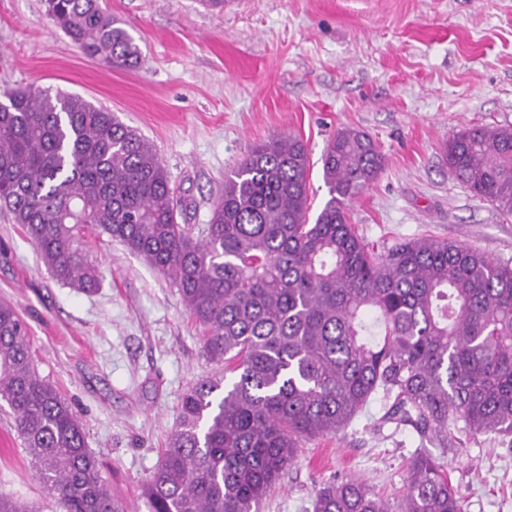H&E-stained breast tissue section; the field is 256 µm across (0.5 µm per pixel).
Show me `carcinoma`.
I'll list each match as a JSON object with an SVG mask.
<instances>
[{"mask_svg":"<svg viewBox=\"0 0 512 512\" xmlns=\"http://www.w3.org/2000/svg\"><path fill=\"white\" fill-rule=\"evenodd\" d=\"M89 57L141 53L100 0H46ZM448 174L512 215V128L465 126L443 146ZM329 199L309 223L310 158L273 136L224 177L201 235L179 222L154 144L80 95L0 91V206L61 284L91 293L87 237L122 243L177 288L222 366L184 393L144 483L149 512H259L302 442L338 435L380 395L382 421L415 449L398 512H463L443 458L450 426L512 436V266L467 245L421 238L378 251L349 219L385 168L373 140L339 129L321 156ZM233 375L226 382L227 374ZM0 399L59 512H125L83 424L32 357L27 328L0 303ZM314 512H390L367 482L333 479Z\"/></svg>","mask_w":512,"mask_h":512,"instance_id":"carcinoma-1","label":"carcinoma"}]
</instances>
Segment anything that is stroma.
<instances>
[{"mask_svg":"<svg viewBox=\"0 0 512 512\" xmlns=\"http://www.w3.org/2000/svg\"><path fill=\"white\" fill-rule=\"evenodd\" d=\"M141 50L117 69L86 56L45 0H0V89L84 97L149 139L193 229L224 176L271 136L294 135L310 162L309 218L327 199L321 155L336 130L369 135L386 158L350 222L378 247L431 236L512 263V217L452 179L443 145L464 126L512 127V0H101ZM92 294L57 282L20 225L0 211V301L26 321L32 353L81 420L89 449L128 512L174 429L183 394L218 374L172 283L115 240L93 239ZM370 404L340 435L309 441L260 512H313L320 483L366 480L389 505L419 446L378 426ZM448 475L464 512H512V444L455 425ZM55 505L0 401V496Z\"/></svg>","mask_w":512,"mask_h":512,"instance_id":"1","label":"stroma"}]
</instances>
